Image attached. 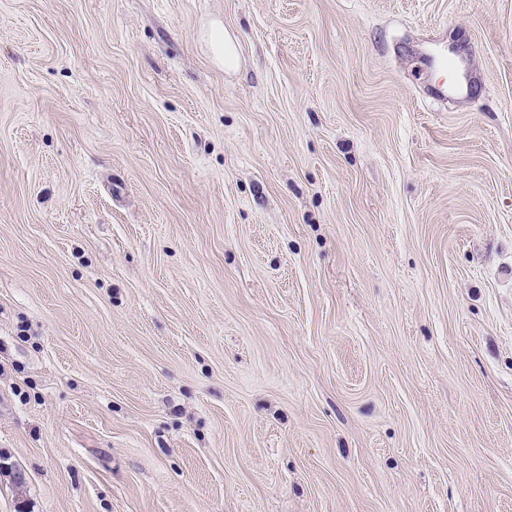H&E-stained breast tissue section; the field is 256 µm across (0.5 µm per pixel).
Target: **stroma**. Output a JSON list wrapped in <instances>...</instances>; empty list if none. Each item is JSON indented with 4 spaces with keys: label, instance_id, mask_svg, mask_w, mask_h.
Here are the masks:
<instances>
[{
    "label": "stroma",
    "instance_id": "stroma-1",
    "mask_svg": "<svg viewBox=\"0 0 512 512\" xmlns=\"http://www.w3.org/2000/svg\"><path fill=\"white\" fill-rule=\"evenodd\" d=\"M0 512H512V0H0Z\"/></svg>",
    "mask_w": 512,
    "mask_h": 512
}]
</instances>
